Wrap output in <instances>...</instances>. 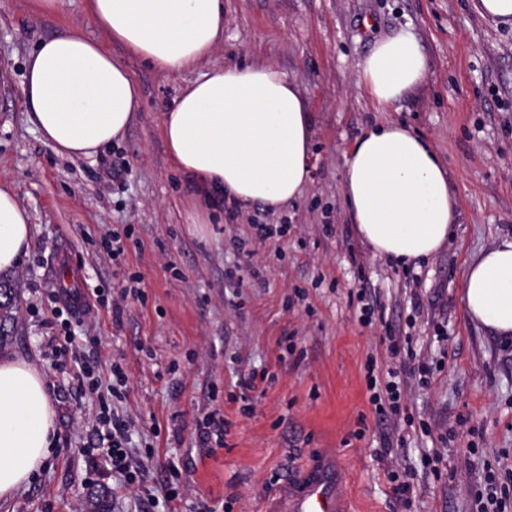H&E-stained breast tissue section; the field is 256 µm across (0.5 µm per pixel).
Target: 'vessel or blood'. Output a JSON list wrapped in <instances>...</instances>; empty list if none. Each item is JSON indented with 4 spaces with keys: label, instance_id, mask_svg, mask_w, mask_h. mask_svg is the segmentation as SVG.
Returning a JSON list of instances; mask_svg holds the SVG:
<instances>
[{
    "label": "vessel or blood",
    "instance_id": "vessel-or-blood-1",
    "mask_svg": "<svg viewBox=\"0 0 512 512\" xmlns=\"http://www.w3.org/2000/svg\"><path fill=\"white\" fill-rule=\"evenodd\" d=\"M341 471L334 449L317 450L284 478L265 512H353L340 488Z\"/></svg>",
    "mask_w": 512,
    "mask_h": 512
}]
</instances>
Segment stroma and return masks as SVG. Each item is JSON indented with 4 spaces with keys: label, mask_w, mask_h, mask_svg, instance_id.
<instances>
[{
    "label": "stroma",
    "mask_w": 512,
    "mask_h": 512,
    "mask_svg": "<svg viewBox=\"0 0 512 512\" xmlns=\"http://www.w3.org/2000/svg\"><path fill=\"white\" fill-rule=\"evenodd\" d=\"M79 30L106 42L87 0L57 13L0 0V182L14 185L33 226L9 270L18 292L12 340L47 379L56 446L0 512H263L288 469L319 448L342 459L356 512H478L486 469L500 472L512 512V341L472 322L462 274L512 236V28L484 22L469 0H224V39L204 69L273 64L306 101L311 178L284 209L217 207L189 224L195 191L172 166L162 119L198 70L166 76L120 46L139 87L123 138L92 159L58 156L27 120V60L44 39ZM407 31L422 44L423 84L375 107L358 84L376 42ZM202 68V69H203ZM406 125L447 165L458 222L431 258L401 266L374 255L351 224L345 155L368 128ZM258 224L287 225L258 242ZM122 237L123 253L103 245ZM137 284V296L115 298ZM98 299L71 317L81 377L51 313L61 286ZM404 349L391 353V340ZM431 369L414 374L418 362ZM125 380L115 385L113 363ZM398 374L400 413L379 417L373 380ZM256 373L255 389L240 387ZM135 423L127 451L146 473L127 484L96 469L101 404ZM222 439L202 443L207 421ZM410 491L398 493L397 483ZM156 508H148L149 496Z\"/></svg>",
    "instance_id": "35a3bbf8"
}]
</instances>
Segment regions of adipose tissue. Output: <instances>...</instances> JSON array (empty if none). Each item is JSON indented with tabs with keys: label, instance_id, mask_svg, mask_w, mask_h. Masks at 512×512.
Segmentation results:
<instances>
[{
	"label": "adipose tissue",
	"instance_id": "adipose-tissue-1",
	"mask_svg": "<svg viewBox=\"0 0 512 512\" xmlns=\"http://www.w3.org/2000/svg\"><path fill=\"white\" fill-rule=\"evenodd\" d=\"M88 16L107 43L76 30L46 39L32 52L23 84L31 125L70 158L94 157L122 138L136 110V83L110 44L174 75L197 68L224 37V0H89ZM426 73L421 44L399 32L376 43L358 81L385 108ZM162 134L174 166L197 191L190 224L211 223V205L221 197L241 208L284 207L310 176V114L296 85L271 64L210 69L173 100ZM342 189L361 238L375 255L400 264L438 252L457 219L446 166L399 123L356 140ZM30 239L28 212L15 189L0 184V271L19 265ZM463 300L471 321L512 339V239L465 268ZM54 417L42 374L0 359V499L28 483L55 448Z\"/></svg>",
	"mask_w": 512,
	"mask_h": 512
}]
</instances>
